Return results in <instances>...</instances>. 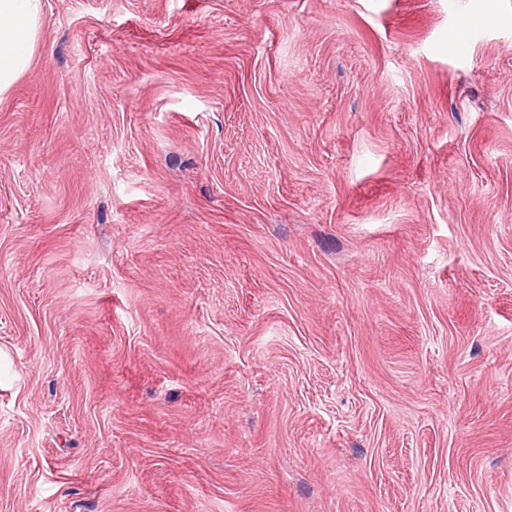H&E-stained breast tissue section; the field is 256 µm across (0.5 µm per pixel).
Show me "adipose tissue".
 I'll list each match as a JSON object with an SVG mask.
<instances>
[{"label":"adipose tissue","instance_id":"ef3b65f1","mask_svg":"<svg viewBox=\"0 0 512 512\" xmlns=\"http://www.w3.org/2000/svg\"><path fill=\"white\" fill-rule=\"evenodd\" d=\"M43 9V0H0V95L29 69Z\"/></svg>","mask_w":512,"mask_h":512}]
</instances>
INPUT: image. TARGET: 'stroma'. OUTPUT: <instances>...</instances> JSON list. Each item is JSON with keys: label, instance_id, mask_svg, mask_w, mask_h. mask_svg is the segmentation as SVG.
Instances as JSON below:
<instances>
[{"label": "stroma", "instance_id": "obj_1", "mask_svg": "<svg viewBox=\"0 0 512 512\" xmlns=\"http://www.w3.org/2000/svg\"><path fill=\"white\" fill-rule=\"evenodd\" d=\"M0 512H512V0H44Z\"/></svg>", "mask_w": 512, "mask_h": 512}]
</instances>
